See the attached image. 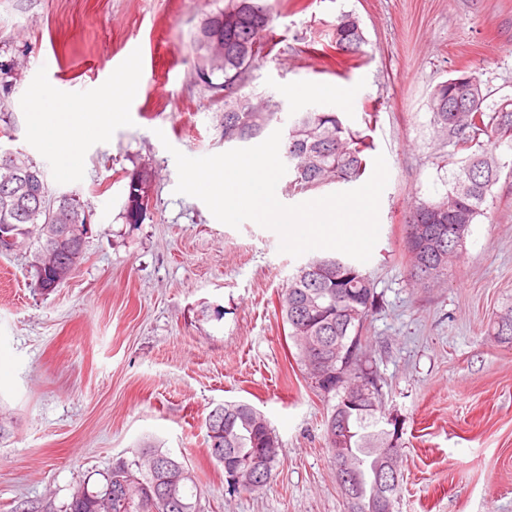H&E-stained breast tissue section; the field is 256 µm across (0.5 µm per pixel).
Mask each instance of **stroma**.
I'll use <instances>...</instances> for the list:
<instances>
[{"mask_svg":"<svg viewBox=\"0 0 512 512\" xmlns=\"http://www.w3.org/2000/svg\"><path fill=\"white\" fill-rule=\"evenodd\" d=\"M274 47L246 88L292 116L341 111L384 154L379 235L363 270L378 307L367 351L386 413L402 423L397 512H512V346L488 334L512 303V149L445 284L413 286L411 206L445 194L458 159L432 123L434 87L475 69L489 102L512 98V0H269ZM213 0H0V130L45 171L51 196L91 214L84 259L34 291L31 252L0 253V512H63L73 488L130 461L144 438L191 466L200 512H346L325 444L334 398L308 379L278 299L298 258L254 222L233 228L175 192L173 150L227 151L224 103L197 79L189 38ZM359 16L360 55L330 45ZM136 63L138 82L105 137L61 169L31 125L29 95L95 93ZM347 86L348 106L316 95ZM152 173L142 223L124 218L127 176ZM245 401L279 441L274 479L230 493L205 419Z\"/></svg>","mask_w":512,"mask_h":512,"instance_id":"1","label":"stroma"}]
</instances>
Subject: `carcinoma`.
Masks as SVG:
<instances>
[{"label":"carcinoma","instance_id":"carcinoma-1","mask_svg":"<svg viewBox=\"0 0 512 512\" xmlns=\"http://www.w3.org/2000/svg\"><path fill=\"white\" fill-rule=\"evenodd\" d=\"M246 13L259 19V24H241L224 32V15L228 12ZM273 15L268 0H227L222 8L209 12L192 33L191 60L195 71H204L201 81L209 90L218 93L225 85L242 82L254 63L261 58L264 38L271 32ZM336 50L345 54L362 52L365 38L359 18L344 13L336 18L332 30ZM255 43V56L240 53L242 44ZM477 79L475 71L463 70L437 84L431 94L430 108L433 123L446 134L448 143L468 152L458 170L448 182V192L440 199L419 202L410 211L405 224V248L410 260V276L425 288L448 280V270L463 255L466 242L448 238L445 226L463 224L464 235L471 225L485 214L491 188L497 182L501 160L487 148V143L502 138L500 131H512V120L501 122L499 105L486 103L488 94L479 89L480 106L469 108L470 92L456 86V81ZM249 107L224 113V133H237L247 143L261 137L274 123H281V113L263 112L247 95ZM306 120L293 121L288 127L283 155L292 165L293 189L318 188L331 182L350 183L366 170L365 152L371 144L352 131L334 111H306ZM27 179L32 188L20 200L21 219L25 225L17 233L22 247L34 248V253L46 251L42 238L44 224L73 225L74 242L84 246L86 230L77 227L79 214L87 205L78 198L61 195L49 201L45 172L31 157ZM151 173L145 169L128 175L125 219L129 224L142 221L139 198L143 187L150 184ZM440 213L443 220L425 225L420 230L418 218ZM338 262L311 271L298 266L288 277L282 293L281 316L289 325V336L295 341L298 356L309 377L323 381L337 398L331 414H339L349 432L353 475L361 486L359 502L347 505V512H372L370 501L379 496L394 504L400 483L376 484L383 449L391 447L392 432L382 407L381 393L369 360L362 351L364 323L377 308V296L369 276L352 259L336 256ZM490 332L503 344H512V305L495 313ZM303 336L318 338L323 365L316 367L312 360L311 342ZM365 382L371 385L370 398L355 407L344 402L347 387ZM206 428L212 431L208 441H219L224 448V468L240 467L262 474V482L247 488L256 492L266 487L272 478L279 455L278 436L266 416L245 402H224V421L212 424L206 417ZM171 458V454L156 444L144 446L141 455L128 463L113 467L101 474L94 486L78 485L71 493L65 512H198V489L192 469L186 462L176 464L187 473L176 497L180 505L167 500L162 484L154 481L150 465Z\"/></svg>","mask_w":512,"mask_h":512}]
</instances>
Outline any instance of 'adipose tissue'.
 <instances>
[{
    "mask_svg": "<svg viewBox=\"0 0 512 512\" xmlns=\"http://www.w3.org/2000/svg\"><path fill=\"white\" fill-rule=\"evenodd\" d=\"M135 83V70H128L117 77L102 98L103 103L110 106L106 112L84 103L53 99L51 94L42 90L34 92L31 110L35 131L43 148L56 156L61 167H69L87 131L102 134L111 128L117 117L115 105L133 90Z\"/></svg>",
    "mask_w": 512,
    "mask_h": 512,
    "instance_id": "adipose-tissue-1",
    "label": "adipose tissue"
}]
</instances>
